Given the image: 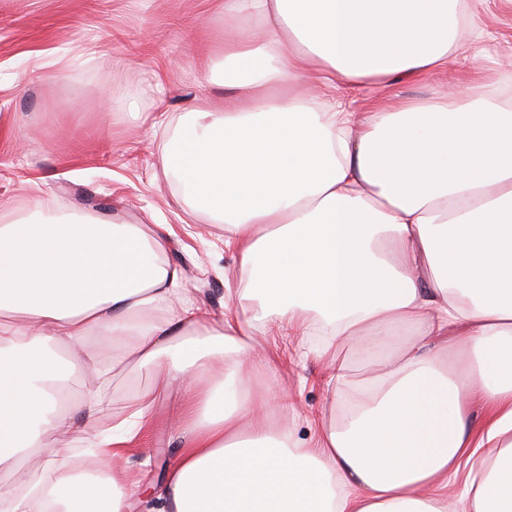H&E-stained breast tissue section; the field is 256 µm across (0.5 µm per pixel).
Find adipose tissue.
<instances>
[{
  "label": "adipose tissue",
  "instance_id": "adipose-tissue-1",
  "mask_svg": "<svg viewBox=\"0 0 512 512\" xmlns=\"http://www.w3.org/2000/svg\"><path fill=\"white\" fill-rule=\"evenodd\" d=\"M482 2L220 0L264 35L225 40L232 95L179 123L161 163L224 227L222 316L183 299L165 225L0 223V472L45 454L0 512H130L121 462L175 389L158 512H512V75L367 112L335 94L477 57L480 35L456 28ZM403 324L401 350L356 381L338 350ZM272 327L325 335L322 384L344 411L310 419L306 440L272 424ZM120 365L150 387L92 432L101 390L60 392ZM79 432L78 462L59 459Z\"/></svg>",
  "mask_w": 512,
  "mask_h": 512
}]
</instances>
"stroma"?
Masks as SVG:
<instances>
[{
	"mask_svg": "<svg viewBox=\"0 0 512 512\" xmlns=\"http://www.w3.org/2000/svg\"><path fill=\"white\" fill-rule=\"evenodd\" d=\"M476 22L494 35L478 61L382 85L340 84L337 99L350 111L366 112L383 98L424 100L452 84L474 86L493 73L512 72V0H488ZM224 29L216 0H0V217L74 208L150 229L170 225L177 241L167 260L184 271L188 296L221 314L224 280L235 269L224 227L190 213L175 178L163 171L154 126L228 95L203 65L206 50L223 44ZM77 47L95 50L97 60L74 59L62 76L32 71L36 53L72 56ZM155 82L160 90L144 100L139 114L113 108L111 92L134 93ZM408 334L402 326L390 339L351 344L340 355L359 380ZM262 343L280 361L282 389L296 398V412L282 409L278 416L297 438H308V418L330 400L313 382L324 364L300 354L296 338L285 332L271 331ZM148 385V377L131 367L113 371L103 389L109 406L100 425ZM177 401L174 394L157 400L152 426L124 463L139 485L159 479L177 458L169 427Z\"/></svg>",
	"mask_w": 512,
	"mask_h": 512,
	"instance_id": "35a3bbf8",
	"label": "stroma"
}]
</instances>
